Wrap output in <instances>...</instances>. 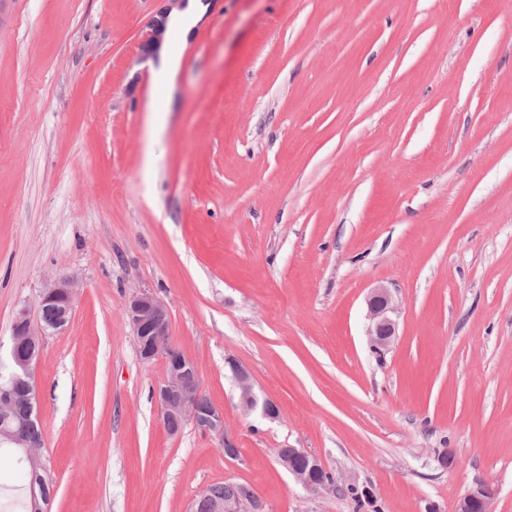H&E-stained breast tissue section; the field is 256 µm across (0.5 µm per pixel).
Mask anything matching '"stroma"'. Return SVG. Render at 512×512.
Segmentation results:
<instances>
[{
    "label": "stroma",
    "mask_w": 512,
    "mask_h": 512,
    "mask_svg": "<svg viewBox=\"0 0 512 512\" xmlns=\"http://www.w3.org/2000/svg\"><path fill=\"white\" fill-rule=\"evenodd\" d=\"M171 6L0 0V362L17 310L76 286L34 373L51 512H189L229 482L264 512H356L288 446L380 512H455L479 482L512 512V0H210L168 87L142 63ZM139 289L236 459L162 425ZM232 359L277 419L243 412ZM367 306L371 327L370 342L373 349L381 351L388 348L396 336L395 322L389 313L394 310L392 296L387 288H374L368 299ZM277 459L279 463L287 469L295 479L307 490L319 491L322 489H330L331 487H335L331 474L326 471L325 477L330 480H318L317 477L320 471L324 470V467L320 461V459L308 452L304 448H279L276 452ZM298 456H304L308 459V466L306 465V461L302 458H299L295 461V465L293 464V460ZM304 468H299V467Z\"/></svg>",
    "instance_id": "obj_1"
}]
</instances>
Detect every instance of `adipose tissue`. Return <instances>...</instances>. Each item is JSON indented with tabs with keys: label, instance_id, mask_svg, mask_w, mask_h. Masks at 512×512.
<instances>
[{
	"label": "adipose tissue",
	"instance_id": "ef3b65f1",
	"mask_svg": "<svg viewBox=\"0 0 512 512\" xmlns=\"http://www.w3.org/2000/svg\"><path fill=\"white\" fill-rule=\"evenodd\" d=\"M208 9L209 6L204 0H187L181 9L168 14L163 31L164 47L157 56L146 61L154 81L172 85L180 60L169 52L168 47L173 42L186 40Z\"/></svg>",
	"mask_w": 512,
	"mask_h": 512
}]
</instances>
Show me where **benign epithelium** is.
Segmentation results:
<instances>
[{
	"label": "benign epithelium",
	"mask_w": 512,
	"mask_h": 512,
	"mask_svg": "<svg viewBox=\"0 0 512 512\" xmlns=\"http://www.w3.org/2000/svg\"><path fill=\"white\" fill-rule=\"evenodd\" d=\"M75 284L70 278H61L46 285L38 294L37 304H51L59 299L66 304L59 308V318L52 325L40 319L31 318L28 308L19 309L14 319V332L11 337V357L16 359L17 377L27 385H32L31 372L38 364L41 354L29 350V347L43 345V338L49 332L64 331L72 318ZM367 306L371 327L370 342L373 349L381 351L388 348L396 336L395 322L389 313L394 310L392 296L383 287L371 291ZM164 311L162 302L151 292L139 290L133 292L125 302V314L133 332L137 336L146 337L140 358L150 362L158 356L170 362L165 380L154 391V397L160 406L162 421L168 423L176 417L182 423H191L204 433L224 442V412L214 404H201V382L198 375L186 373V365L190 363L185 355L175 356V348L169 343L168 325L160 320ZM232 373L240 389V401L248 412L260 411L267 418L278 416L276 406L268 399L259 400L254 392L250 374L240 365L231 367ZM1 448H19L30 456L37 444L30 441L24 430H0ZM279 463L287 469L295 479L307 490L319 491L334 486L331 480H320L318 475L324 467L320 459L304 448H280L276 452ZM298 456L308 459V466L299 468L293 464ZM494 496L491 488L478 483L467 491L457 502L456 512H491L490 503ZM260 501L248 502L242 498L224 502V512H262Z\"/></svg>",
	"instance_id": "1"
}]
</instances>
